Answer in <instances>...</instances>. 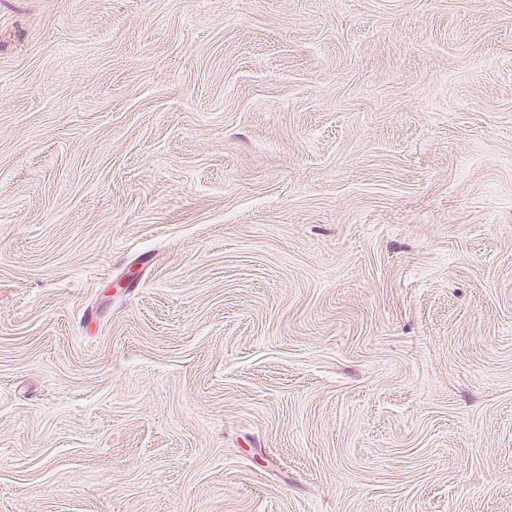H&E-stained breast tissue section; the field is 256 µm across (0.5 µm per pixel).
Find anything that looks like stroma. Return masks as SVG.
<instances>
[{
	"label": "stroma",
	"instance_id": "stroma-1",
	"mask_svg": "<svg viewBox=\"0 0 512 512\" xmlns=\"http://www.w3.org/2000/svg\"><path fill=\"white\" fill-rule=\"evenodd\" d=\"M0 512H512V0H0Z\"/></svg>",
	"mask_w": 512,
	"mask_h": 512
}]
</instances>
